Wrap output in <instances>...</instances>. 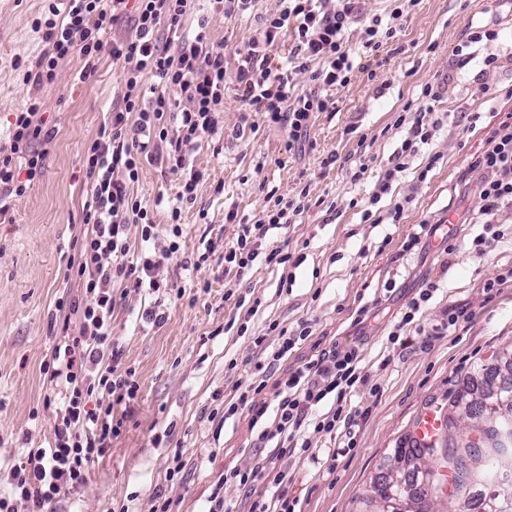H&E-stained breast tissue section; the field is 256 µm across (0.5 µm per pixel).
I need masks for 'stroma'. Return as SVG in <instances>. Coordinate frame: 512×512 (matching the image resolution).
Segmentation results:
<instances>
[{
  "instance_id": "35a3bbf8",
  "label": "stroma",
  "mask_w": 512,
  "mask_h": 512,
  "mask_svg": "<svg viewBox=\"0 0 512 512\" xmlns=\"http://www.w3.org/2000/svg\"><path fill=\"white\" fill-rule=\"evenodd\" d=\"M48 4L0 0V51L11 59L0 70V128L34 92L24 69L43 47L35 23ZM275 6V0H258L250 17L210 15L209 30L215 39L245 44L258 16ZM484 31L492 39L470 42L471 33ZM491 53L500 57L499 68L484 65ZM378 59L373 75L353 74L332 90L336 108L317 114L301 152L287 150L286 132L263 116L243 120L234 92L226 91L215 132L194 155L203 178L195 202L182 212L179 253L162 272L166 295L133 298L112 316V337L135 372L138 396L128 407L102 398L114 416L123 417L121 433L91 465L86 484L63 496L56 512H112L120 505L153 512L159 489L172 500V512H207L225 469L252 467L260 456L248 414L221 429L209 415L220 399L233 396L236 382L250 378L259 360L253 336L265 335L267 345L276 346L278 336L268 330L272 322L291 330L305 323L311 331L288 360L277 363L278 375L331 343L361 344L370 384L359 387L353 401L370 412L354 421V448L337 437L344 452L330 470L295 454L278 466L291 476L302 512H378L371 486L393 450L407 447L423 414L447 413L449 397L512 345V280L487 287L512 268V240L480 258L460 243L481 181L471 164L489 132L512 115V0H420L397 20ZM82 66L77 56L65 61L56 84L39 93L58 128L55 149L40 180L18 201L12 223L0 224V494L7 493L3 476L21 462L25 446H47L53 435L55 413L46 405L51 389L40 366L59 340L57 303L82 296L66 278L73 241L84 228L88 187L81 156L120 93L119 66L110 55L83 83L76 77ZM447 76L449 92L433 105L445 113L444 127L413 161L416 169H427L425 182L394 183L391 198H412L401 223L364 221L355 201L391 167L406 132L399 124L404 105L417 99L423 85ZM490 90L495 100H488ZM466 110L480 113L476 127L463 118ZM331 155L335 163L323 166ZM363 158L368 169L352 182ZM304 189L308 210L296 223L268 233L272 243L299 258L294 280L282 284L280 270L260 263L243 281L225 276L224 244L239 231L225 223V206L236 205L250 219L265 208L270 192L290 197ZM424 222L444 225L447 238L435 235L425 247L403 251L412 226ZM447 241L456 245L447 285L416 316L424 335L392 348L389 330L408 301L438 276ZM195 261L200 270H186ZM388 282L394 285L390 298L358 333L352 325L357 308ZM242 297L261 301L244 334L232 326ZM155 304L164 316L158 327L142 325L130 312ZM452 308L463 315L451 327ZM232 359L237 366L231 370ZM177 450L187 467L182 480L169 483L165 475Z\"/></svg>"
}]
</instances>
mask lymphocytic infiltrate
Wrapping results in <instances>:
<instances>
[{
  "label": "lymphocytic infiltrate",
  "mask_w": 512,
  "mask_h": 512,
  "mask_svg": "<svg viewBox=\"0 0 512 512\" xmlns=\"http://www.w3.org/2000/svg\"><path fill=\"white\" fill-rule=\"evenodd\" d=\"M194 2L51 0L36 24L43 48L24 74L34 93L15 112L0 144L1 224L11 222L17 202L29 183L40 179L55 146L58 131L45 118L38 92L56 83L60 65L80 56L84 66L79 79L84 82L94 75L100 56L111 53L122 64L121 94L83 152L89 186L83 221L90 229L76 240L69 263L83 296L70 305L60 340L41 365L50 385L65 391L55 410L53 438L47 447L28 449L21 464L10 468V492L0 496V512H17L21 504L27 512H52L61 496L86 483L91 465L118 436L122 423L111 409L89 405L91 398L105 394L118 403L131 402L139 389L111 339L117 304L112 287L121 281L129 293L160 292L161 271L180 250L182 205L194 201L203 178L193 156L218 124L226 86L234 85L241 111L260 113L287 131L289 144H301L315 114L333 111L330 90L347 84L353 71L372 72L376 51L392 38V23L402 16L395 8L388 17H371L360 38L362 50L355 53L347 30L365 14L364 0H278L277 10L261 17L256 37L233 46L212 38L208 18H194ZM129 12L134 15L133 35L110 40L109 29ZM191 19L197 27L190 31L186 23ZM285 38L291 48L282 59L275 50ZM448 90L445 81L422 88L395 163L367 198L365 220L400 223L404 202L384 210L379 203L409 170L411 158L442 129L444 120L434 115L431 104ZM171 115L177 120L172 130L167 127ZM147 161L165 165L177 176L180 190L169 203V244L129 264V225H140L142 241L158 236L152 208L133 191ZM472 166L482 179L480 206L472 218L480 231L471 248L481 256L504 237L498 227L501 213L512 212V122H501L490 132ZM307 208L304 197H279L252 223L242 225L236 239L224 245L225 274L241 281L256 262L272 268L289 265L291 254L270 244L267 234L295 223ZM362 360L359 346L335 342L276 382L262 372L236 384L233 397L224 403V417L248 412L254 445L267 454L255 467L225 470L223 482L209 497L208 512H233L224 499L228 482L248 492V512H297L299 500L286 488V475L277 463L289 454L311 456L314 440H335L340 427L349 424L352 394L367 382ZM270 386L275 389L272 405L255 403L254 395Z\"/></svg>",
  "instance_id": "f902f5d3"
}]
</instances>
